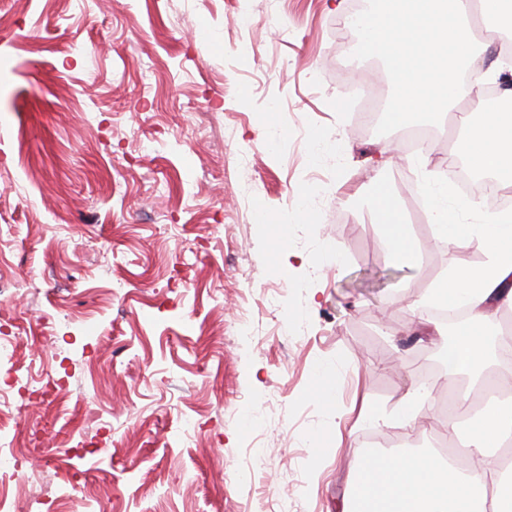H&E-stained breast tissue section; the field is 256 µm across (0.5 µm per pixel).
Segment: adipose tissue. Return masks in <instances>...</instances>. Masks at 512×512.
<instances>
[{
	"instance_id": "1",
	"label": "adipose tissue",
	"mask_w": 512,
	"mask_h": 512,
	"mask_svg": "<svg viewBox=\"0 0 512 512\" xmlns=\"http://www.w3.org/2000/svg\"><path fill=\"white\" fill-rule=\"evenodd\" d=\"M461 133L448 150L447 161L469 159L479 172L492 173L497 190H512V108L484 113L479 123L469 114L458 116ZM375 207L393 257L414 264L420 246L406 229L402 215L386 192H378ZM431 211L439 241L462 245L483 242L487 259L475 268L460 267L438 280L424 297L433 306L465 302L469 326L447 348L451 367L488 378L489 365L512 362V336L500 333L504 314L512 312V213L486 214L480 223L448 219V182L436 179ZM471 466L460 471L439 450L392 456L389 467H360L349 482L342 512H512V463L502 449L512 443V402L488 404L475 419L469 435Z\"/></svg>"
}]
</instances>
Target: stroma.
Listing matches in <instances>:
<instances>
[{"label": "stroma", "instance_id": "obj_1", "mask_svg": "<svg viewBox=\"0 0 512 512\" xmlns=\"http://www.w3.org/2000/svg\"><path fill=\"white\" fill-rule=\"evenodd\" d=\"M351 0H0V395L24 512H341L417 386L461 396L432 284L484 245L436 240L429 164L358 123ZM392 160L375 165L381 146ZM449 186L454 218L495 205ZM422 244L395 260L373 198ZM333 389L314 392L318 373ZM333 436L331 446L316 444Z\"/></svg>", "mask_w": 512, "mask_h": 512}]
</instances>
